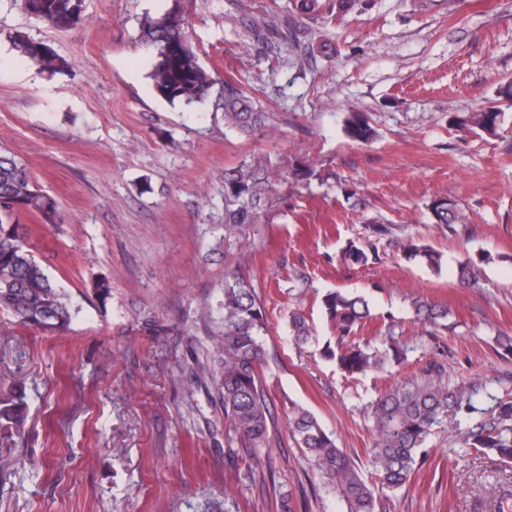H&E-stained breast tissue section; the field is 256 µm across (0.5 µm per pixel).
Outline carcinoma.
Returning a JSON list of instances; mask_svg holds the SVG:
<instances>
[{
    "instance_id": "carcinoma-1",
    "label": "carcinoma",
    "mask_w": 512,
    "mask_h": 512,
    "mask_svg": "<svg viewBox=\"0 0 512 512\" xmlns=\"http://www.w3.org/2000/svg\"><path fill=\"white\" fill-rule=\"evenodd\" d=\"M18 8L37 22L56 29L76 24L83 16L85 0H15ZM367 0H288V14H266L251 20L248 31L261 40L267 53L293 50L299 43L288 37L295 19L322 14L338 15L365 5ZM140 39L153 63L148 77L155 92L172 105L189 107L211 104L224 115V125L251 137L271 121L260 100L233 75L224 77L222 91L214 93L215 78L201 63L198 50L185 32L184 15L173 16L166 9L147 14L140 22ZM22 56L42 70L57 73L68 68L67 60L49 44L26 34L13 36ZM500 106L490 105L478 112L456 117V124L470 132H496L501 121ZM347 136L366 143L377 136L365 113L352 110L344 118ZM273 193L265 170L252 164L224 170V243L243 248L250 244L251 231L260 223ZM434 223L445 228L466 224L469 216L457 203L446 198L431 202ZM39 217L45 224L58 220L57 201L36 188L24 163L0 150V307L11 310L21 321L46 332H60L72 320L70 296L59 288L28 253L19 232V216ZM404 258L438 273L442 254L433 247L409 240L401 244ZM377 259L373 242L349 245L344 261L366 265ZM460 282L479 286L482 270L468 258L458 265ZM322 307L337 335L336 348L323 355L336 361L351 376L385 372L389 364L407 360V347L394 329L387 330L378 345L356 341L368 319L369 304L364 296L335 290L322 297ZM224 340L207 353L201 371L215 380L229 420L242 447L255 456L264 447L273 422L266 402L259 368L265 355L268 331L264 305L251 282L238 269L224 270ZM418 321L437 328L447 327L448 308L429 302H414ZM295 345L302 350L313 340L314 328L305 313L296 309L289 316ZM462 415L472 425L460 433V442L483 456L512 463V397L497 396L478 382L451 386L443 366L430 362L419 372L396 382L370 402L368 419L373 435L368 456V474H363L336 444L318 419L304 408L288 417V431L313 470L345 502L347 512H386L389 493L409 484L427 456L425 445L448 416ZM28 418L21 401L0 403V428L19 431Z\"/></svg>"
}]
</instances>
